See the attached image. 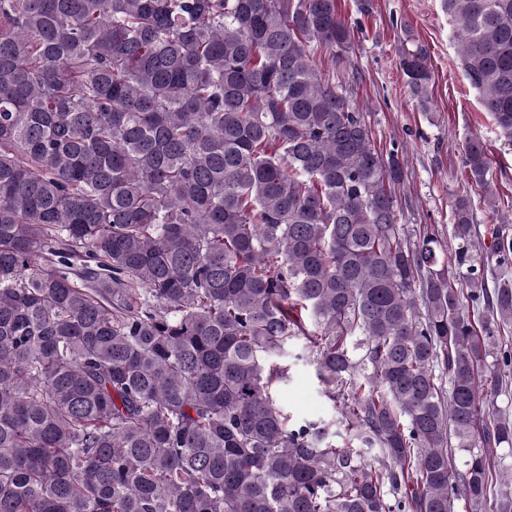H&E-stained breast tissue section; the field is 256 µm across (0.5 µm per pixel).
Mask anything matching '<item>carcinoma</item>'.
I'll use <instances>...</instances> for the list:
<instances>
[{
	"instance_id": "1",
	"label": "carcinoma",
	"mask_w": 512,
	"mask_h": 512,
	"mask_svg": "<svg viewBox=\"0 0 512 512\" xmlns=\"http://www.w3.org/2000/svg\"><path fill=\"white\" fill-rule=\"evenodd\" d=\"M442 7L512 143V0ZM351 43L337 0H0V512L512 507V282L466 196L454 257L404 239L397 153L312 58ZM292 342L328 420L278 402Z\"/></svg>"
}]
</instances>
